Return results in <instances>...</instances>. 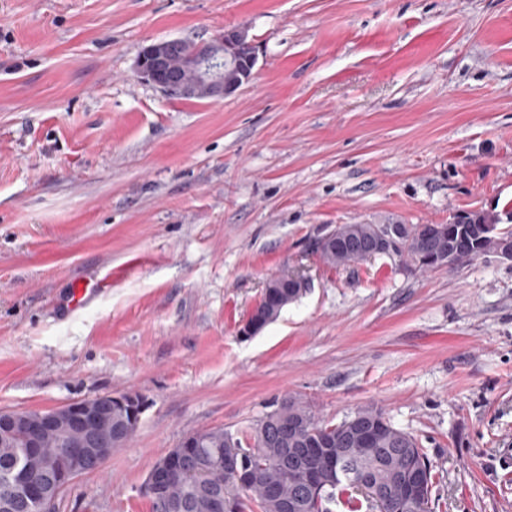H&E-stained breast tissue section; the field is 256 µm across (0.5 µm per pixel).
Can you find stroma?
<instances>
[{"mask_svg":"<svg viewBox=\"0 0 512 512\" xmlns=\"http://www.w3.org/2000/svg\"><path fill=\"white\" fill-rule=\"evenodd\" d=\"M238 27L258 62L232 96L136 76L155 41ZM474 210L512 213V0H0V410L148 403L57 512H151L185 437L289 397L416 436L432 512H512V262L313 249ZM292 272L307 291L240 336ZM377 224H339L334 230L336 238H347V247H325L314 249L321 260L330 266L349 267L363 263L364 256L361 246L368 244L376 233Z\"/></svg>","mask_w":512,"mask_h":512,"instance_id":"35a3bbf8","label":"stroma"}]
</instances>
